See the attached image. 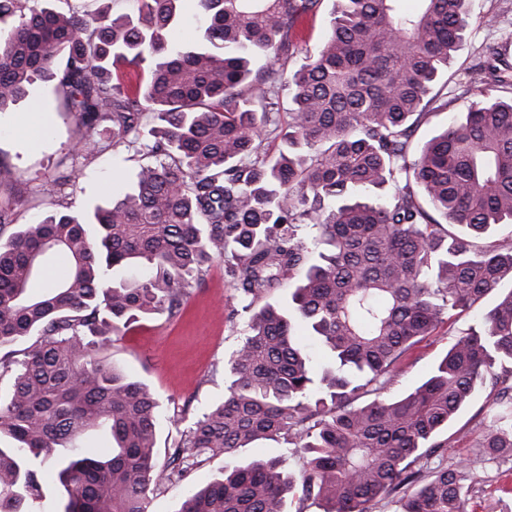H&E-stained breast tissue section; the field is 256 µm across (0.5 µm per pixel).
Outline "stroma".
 Wrapping results in <instances>:
<instances>
[{
  "mask_svg": "<svg viewBox=\"0 0 512 512\" xmlns=\"http://www.w3.org/2000/svg\"><path fill=\"white\" fill-rule=\"evenodd\" d=\"M493 45L512 53V0H470L465 39L448 66L449 112L467 107L468 76ZM83 134L75 114L64 111L54 85L40 80L32 85L30 99L0 113V198L13 201V224L62 206L87 211L106 192L133 189L139 155L112 150L102 137L93 155L78 158ZM61 176L69 179L64 193H44L45 184ZM236 304L223 263H211L201 283L190 288L179 314L140 320L98 352L102 361L145 382L160 398L164 415L157 426L158 464L166 463L178 431L224 397V364L240 341V322L230 316ZM449 341V335L441 334L413 345L388 384V395L421 382L445 355ZM496 397L488 389L476 393L445 431L447 448L430 462L434 468L467 463L468 512H512V494L501 490L505 476H512V452L487 455L479 448Z\"/></svg>",
  "mask_w": 512,
  "mask_h": 512,
  "instance_id": "35a3bbf8",
  "label": "stroma"
}]
</instances>
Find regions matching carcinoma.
Masks as SVG:
<instances>
[{
  "mask_svg": "<svg viewBox=\"0 0 512 512\" xmlns=\"http://www.w3.org/2000/svg\"><path fill=\"white\" fill-rule=\"evenodd\" d=\"M50 2L0 0V21L16 18L0 25V112L34 79L52 82L86 141L103 129L145 163L132 191L90 213L0 233V512H41L55 455L63 512H147L150 495L180 485L176 512H286L291 493L324 512H370L399 493L400 512H466L464 468L420 461L448 447L441 431L478 391L512 378V237L476 244L512 224V99L491 96L512 90V60L492 53L466 111L416 150L412 138L448 109L442 79L469 0H338L291 71L318 0H195L206 45L185 52L170 41L184 0H138V15L116 18ZM277 139L271 158L264 142ZM55 256L67 274L34 292ZM215 260L243 337L224 399L160 467L158 398L97 351L139 319L177 314ZM285 288L288 302H266ZM493 292L426 379L384 395L417 339ZM300 327L335 367L313 368ZM373 383L378 396L357 403ZM101 427L103 454L80 444ZM279 438L305 454L297 478L283 454L238 457ZM481 448L512 450V396L488 413ZM218 454L223 477L192 485L198 458Z\"/></svg>",
  "mask_w": 512,
  "mask_h": 512,
  "instance_id": "obj_1",
  "label": "carcinoma"
}]
</instances>
